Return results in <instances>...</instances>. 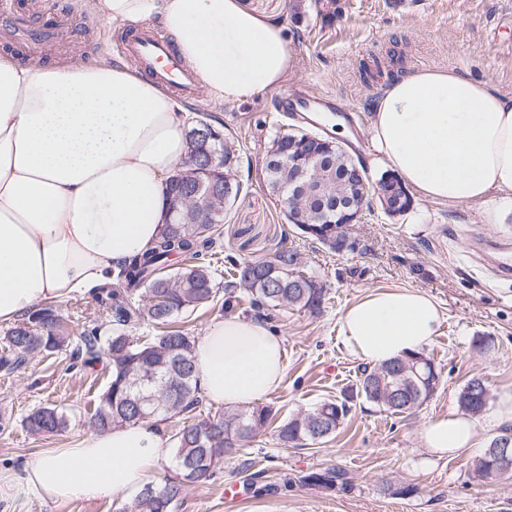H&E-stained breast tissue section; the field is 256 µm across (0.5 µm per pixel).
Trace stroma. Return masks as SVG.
<instances>
[{
    "label": "stroma",
    "instance_id": "35a3bbf8",
    "mask_svg": "<svg viewBox=\"0 0 512 512\" xmlns=\"http://www.w3.org/2000/svg\"><path fill=\"white\" fill-rule=\"evenodd\" d=\"M246 2L282 25L296 57V69L282 88L317 93L307 106L314 119L298 111L282 115L271 91L231 102L200 90L184 105L193 115L220 123L240 156L237 175L244 189L225 214L224 250L255 259L288 238L302 253L306 272L328 290L320 313L274 312L269 327L283 340L286 368L269 406L282 420L355 381L359 361L342 345L339 318L376 288H417L439 303L445 322L424 352L441 368L442 382L410 418L357 404L335 439L324 444L285 448L272 434L257 436L234 451L213 478L189 487L177 512H512V477L474 481L469 463L476 450L438 459L419 440L427 421L457 408L472 377H483L494 396L512 389V277L500 276L473 248L481 237L512 244V212L502 223L487 224L480 207L419 198L404 217L388 218L378 209L366 213L350 231L360 254L338 255L295 233L262 175L275 137L313 127L350 147L369 179L377 180L383 167L372 148L369 114L388 80L363 82L360 68L386 60L391 51L403 56L406 73L450 69L512 93V0H338L329 17L319 0ZM25 5L50 28L66 18L77 35L48 39L40 53L30 54L0 23L1 53L10 52L23 65L119 61L115 46L130 25L92 19L84 0H25ZM479 336L492 338V353L473 347ZM107 381L104 364H74L66 349L31 358L13 373L0 372V470L19 469L45 449L84 438ZM43 406L67 413L65 432L49 438L27 432L25 418ZM333 466L347 472L351 491L303 483V476ZM231 482L245 488L234 501L224 498ZM405 486L414 487V494L400 495ZM127 504L121 497L52 502L30 496L0 500V512H124Z\"/></svg>",
    "mask_w": 512,
    "mask_h": 512
}]
</instances>
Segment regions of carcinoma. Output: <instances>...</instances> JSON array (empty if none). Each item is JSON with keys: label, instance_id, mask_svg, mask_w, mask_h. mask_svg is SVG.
I'll use <instances>...</instances> for the list:
<instances>
[{"label": "carcinoma", "instance_id": "cac0c4a2", "mask_svg": "<svg viewBox=\"0 0 512 512\" xmlns=\"http://www.w3.org/2000/svg\"><path fill=\"white\" fill-rule=\"evenodd\" d=\"M312 169L326 192L308 187L294 203L298 206L297 230L334 253H353L358 243L339 229L342 210L336 200L359 191L344 175L345 163L334 141H307L300 131L277 136L264 159L269 192L291 196L292 171ZM224 215L213 216L211 224H165L159 237L145 252L124 263L117 276L95 287L92 298L109 316V328L90 324L79 333L78 354L84 365L107 361L108 384L89 417L96 432L156 419L160 422L181 417L188 424L171 435L173 469L158 484L143 488L126 507V512H176L185 490L201 484L224 464V459L245 442L271 428L279 444L303 446L305 442L325 443L335 438L351 408L367 402L380 412L401 413L398 405L417 411L436 393L442 371L420 352L379 366L358 368L354 384L343 388L312 411L275 422L272 409L254 405L203 413L202 389L195 365L196 338L169 327L178 314L192 313L219 302V283L210 257L221 249ZM188 264L168 271L172 257ZM224 303L230 308L244 299L248 312L263 322L270 310L281 308L314 312L321 308L325 286L303 275L300 251L281 243L265 257L239 260L226 255ZM148 324L160 333L141 340L134 332ZM69 339L61 316L51 307L32 311L27 320L11 327L5 336L10 354L0 356V370L12 373L29 357L51 355ZM484 379L471 378L458 395L459 408L478 416L483 412ZM33 435L54 436L67 427L66 416L53 406L30 414L25 422ZM471 470L479 481H492L512 474V454L496 462L487 453L477 457ZM304 482L330 491L351 488L340 468L313 472Z\"/></svg>", "mask_w": 512, "mask_h": 512}]
</instances>
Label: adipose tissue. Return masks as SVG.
I'll list each match as a JSON object with an SVG mask.
<instances>
[{"label":"adipose tissue","instance_id":"adipose-tissue-1","mask_svg":"<svg viewBox=\"0 0 512 512\" xmlns=\"http://www.w3.org/2000/svg\"><path fill=\"white\" fill-rule=\"evenodd\" d=\"M112 23L155 22L173 35L208 92L245 101L279 88L294 68L281 26L242 0H91ZM190 114L157 81L123 64L25 66L0 55V322L92 291L144 252L167 218V190L186 151ZM372 141L426 200L512 208V94L451 70L394 81L371 109ZM445 315L416 288L375 289L340 316L342 344L375 366L423 351ZM209 403L268 399L285 370L283 341L237 315L195 346ZM477 420L451 411L420 439L445 458L477 445ZM171 455L144 422L50 448L19 472L0 471V498L53 501L124 496L154 481Z\"/></svg>","mask_w":512,"mask_h":512}]
</instances>
